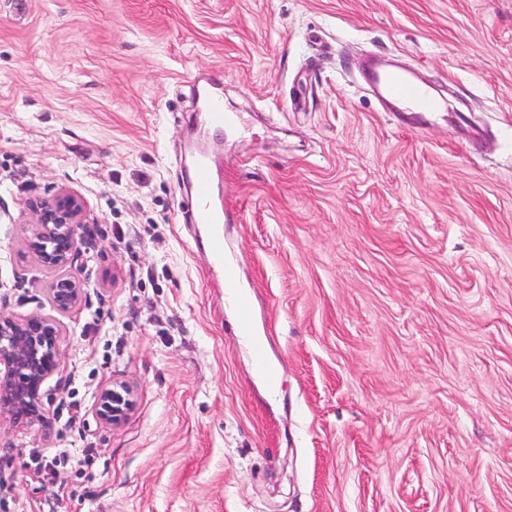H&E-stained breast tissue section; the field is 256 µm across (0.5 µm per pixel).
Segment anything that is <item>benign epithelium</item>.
I'll return each mask as SVG.
<instances>
[{"instance_id":"1","label":"benign epithelium","mask_w":512,"mask_h":512,"mask_svg":"<svg viewBox=\"0 0 512 512\" xmlns=\"http://www.w3.org/2000/svg\"><path fill=\"white\" fill-rule=\"evenodd\" d=\"M26 224L28 252L37 264L58 272L50 288L53 308H74L82 295L79 280L69 269L81 260L78 239L86 224L83 201L61 190L48 200L30 204ZM61 329L55 318L32 314H0V418L18 426L48 422L44 399L47 380L61 367ZM133 386L114 381L100 390L95 414L101 423L117 425L134 405Z\"/></svg>"}]
</instances>
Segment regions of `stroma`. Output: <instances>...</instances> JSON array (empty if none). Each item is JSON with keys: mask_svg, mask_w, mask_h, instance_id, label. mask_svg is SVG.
I'll use <instances>...</instances> for the list:
<instances>
[{"mask_svg": "<svg viewBox=\"0 0 512 512\" xmlns=\"http://www.w3.org/2000/svg\"><path fill=\"white\" fill-rule=\"evenodd\" d=\"M369 55L441 111H388ZM198 137L273 393L188 220ZM63 188L83 294L0 512H512V0H0V313L53 312L22 225ZM203 104L207 113L208 123L215 129L224 128L225 124L232 121L229 113H224V101L217 93H207L204 96ZM133 386L125 381H113L100 390L95 414L101 423L118 425L129 414L134 405Z\"/></svg>", "mask_w": 512, "mask_h": 512, "instance_id": "35a3bbf8", "label": "stroma"}]
</instances>
